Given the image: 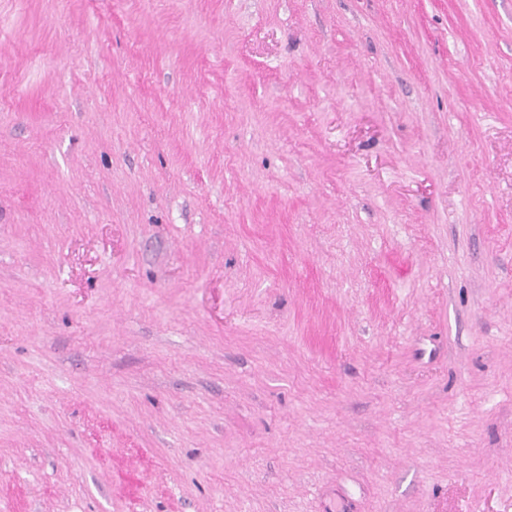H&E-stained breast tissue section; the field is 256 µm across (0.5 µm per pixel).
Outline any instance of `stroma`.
Here are the masks:
<instances>
[{
	"instance_id": "obj_1",
	"label": "stroma",
	"mask_w": 512,
	"mask_h": 512,
	"mask_svg": "<svg viewBox=\"0 0 512 512\" xmlns=\"http://www.w3.org/2000/svg\"><path fill=\"white\" fill-rule=\"evenodd\" d=\"M0 512H512V0H0Z\"/></svg>"
}]
</instances>
